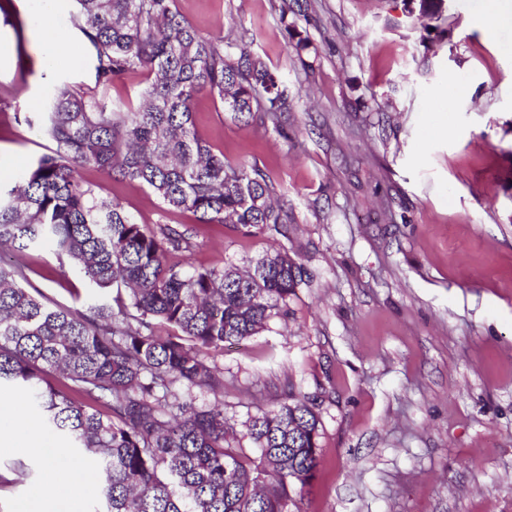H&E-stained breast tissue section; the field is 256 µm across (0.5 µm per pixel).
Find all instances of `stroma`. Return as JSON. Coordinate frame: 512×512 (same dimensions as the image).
I'll return each mask as SVG.
<instances>
[{
    "label": "stroma",
    "instance_id": "stroma-1",
    "mask_svg": "<svg viewBox=\"0 0 512 512\" xmlns=\"http://www.w3.org/2000/svg\"><path fill=\"white\" fill-rule=\"evenodd\" d=\"M486 0H446L439 31L406 0H175L278 72L289 112L243 123L201 91L195 126L225 161L265 175L288 212L272 242L170 213L136 181L82 169L148 230L171 224L190 249L171 264L249 270L273 247L307 271L286 315L211 352L224 373V422L251 447L250 418L288 392L313 400L320 462L291 512H512V24L482 27ZM291 7L306 40L287 39ZM72 0H12L0 12V184L48 145L18 117L52 83L137 105L143 71L97 90ZM52 14L72 52L48 61L37 26ZM22 264L54 305L109 300L47 248ZM28 448L0 449V512L44 484Z\"/></svg>",
    "mask_w": 512,
    "mask_h": 512
}]
</instances>
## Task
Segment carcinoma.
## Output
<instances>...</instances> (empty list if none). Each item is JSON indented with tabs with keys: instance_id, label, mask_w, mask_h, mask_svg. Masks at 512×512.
Returning <instances> with one entry per match:
<instances>
[{
	"instance_id": "obj_1",
	"label": "carcinoma",
	"mask_w": 512,
	"mask_h": 512,
	"mask_svg": "<svg viewBox=\"0 0 512 512\" xmlns=\"http://www.w3.org/2000/svg\"><path fill=\"white\" fill-rule=\"evenodd\" d=\"M408 6L434 15L441 0ZM71 22L97 85L138 69L151 82L126 109L57 83L48 111L24 117L50 147L21 183L0 186V245L55 246L112 303L51 306L25 286L21 267L0 264V384L28 391L44 426L97 457L103 512H287L319 463L314 403L289 391L250 418L255 447L236 448L224 409L192 393L224 394L209 351L263 330L304 268L278 249L244 274L170 265L167 254L189 249L186 232L147 230L79 170L142 182L167 211L199 224L286 239L288 213L265 177L213 151L197 133L193 101L207 90L237 119L266 112L277 124L288 88L249 52L200 35L174 0H75Z\"/></svg>"
}]
</instances>
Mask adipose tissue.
Wrapping results in <instances>:
<instances>
[{"mask_svg": "<svg viewBox=\"0 0 512 512\" xmlns=\"http://www.w3.org/2000/svg\"><path fill=\"white\" fill-rule=\"evenodd\" d=\"M7 428L27 438L31 447L40 449L47 465L46 491L36 492L20 506L21 512H38L45 493H52L57 499H72L87 490L95 480L94 470L84 464L65 465V449L54 447L52 441L40 431L37 420L20 411L15 400H0V429Z\"/></svg>", "mask_w": 512, "mask_h": 512, "instance_id": "adipose-tissue-1", "label": "adipose tissue"}]
</instances>
